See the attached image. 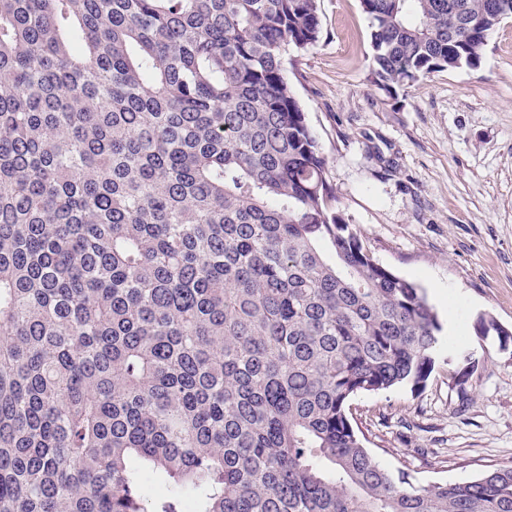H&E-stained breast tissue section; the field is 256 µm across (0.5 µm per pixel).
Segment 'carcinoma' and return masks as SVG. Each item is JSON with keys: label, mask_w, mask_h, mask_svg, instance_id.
Wrapping results in <instances>:
<instances>
[{"label": "carcinoma", "mask_w": 512, "mask_h": 512, "mask_svg": "<svg viewBox=\"0 0 512 512\" xmlns=\"http://www.w3.org/2000/svg\"><path fill=\"white\" fill-rule=\"evenodd\" d=\"M360 3L391 98L512 19ZM321 33L318 0H0V512H512V464L414 485L349 418L442 325L332 205L288 82Z\"/></svg>", "instance_id": "obj_1"}]
</instances>
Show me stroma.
<instances>
[{"instance_id":"obj_1","label":"stroma","mask_w":512,"mask_h":512,"mask_svg":"<svg viewBox=\"0 0 512 512\" xmlns=\"http://www.w3.org/2000/svg\"><path fill=\"white\" fill-rule=\"evenodd\" d=\"M322 34L288 79L327 162L336 209L373 258L421 288L442 325L425 387L361 394L351 421L374 458L416 484L512 463V20L478 67L398 99L371 78L360 0H319Z\"/></svg>"}]
</instances>
